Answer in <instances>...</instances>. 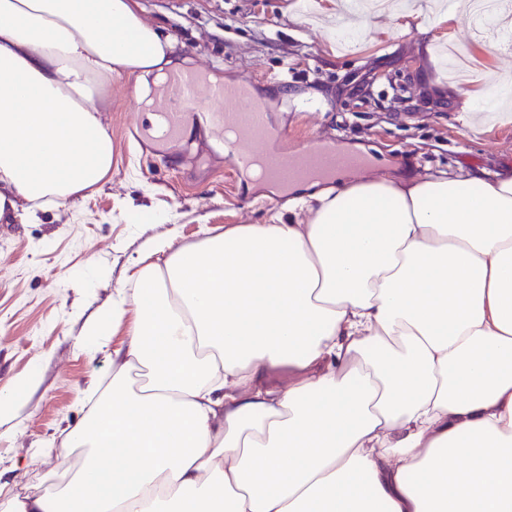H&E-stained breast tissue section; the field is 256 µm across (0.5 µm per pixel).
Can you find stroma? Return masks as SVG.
Listing matches in <instances>:
<instances>
[{
	"instance_id": "1",
	"label": "stroma",
	"mask_w": 512,
	"mask_h": 512,
	"mask_svg": "<svg viewBox=\"0 0 512 512\" xmlns=\"http://www.w3.org/2000/svg\"><path fill=\"white\" fill-rule=\"evenodd\" d=\"M297 0H140L150 23L179 42L191 67L225 84L250 80L271 127L300 146L322 139L383 160L409 176L429 170L494 173L512 166V109L464 126L461 90L479 91L492 64L512 73V53L492 62L468 25L400 28L380 15L350 49L323 31L293 24ZM112 133V177L97 191L30 212L18 200L0 222V390L35 373L28 404L0 426V471L18 487L61 465L50 442L81 416L79 397L112 375L109 349L87 350L84 329L112 303L130 261L157 239L181 246L205 231L288 218L278 187L231 178L222 143L193 130L172 166L158 162L125 129L142 108L135 79L103 87Z\"/></svg>"
}]
</instances>
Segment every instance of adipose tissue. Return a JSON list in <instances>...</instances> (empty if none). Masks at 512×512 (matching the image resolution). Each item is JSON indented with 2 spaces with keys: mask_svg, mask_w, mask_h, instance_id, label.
I'll return each mask as SVG.
<instances>
[{
  "mask_svg": "<svg viewBox=\"0 0 512 512\" xmlns=\"http://www.w3.org/2000/svg\"><path fill=\"white\" fill-rule=\"evenodd\" d=\"M138 0H0V221L94 191L92 100L187 71ZM302 224L152 242L88 322L123 332L8 512H512V173L291 183Z\"/></svg>",
  "mask_w": 512,
  "mask_h": 512,
  "instance_id": "adipose-tissue-1",
  "label": "adipose tissue"
}]
</instances>
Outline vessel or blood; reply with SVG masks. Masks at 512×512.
Masks as SVG:
<instances>
[{
  "instance_id": "b4317fda",
  "label": "vessel or blood",
  "mask_w": 512,
  "mask_h": 512,
  "mask_svg": "<svg viewBox=\"0 0 512 512\" xmlns=\"http://www.w3.org/2000/svg\"><path fill=\"white\" fill-rule=\"evenodd\" d=\"M248 88L245 81L233 87L211 84L199 70L172 76L156 102L157 125L141 124L137 136L153 154L168 156L171 145L184 137L188 108L204 100L208 103L204 123L217 137L235 135L229 151L235 174L258 166L267 179L288 183L358 165V158L322 141L288 150L283 136L268 127L262 106L249 99Z\"/></svg>"
}]
</instances>
